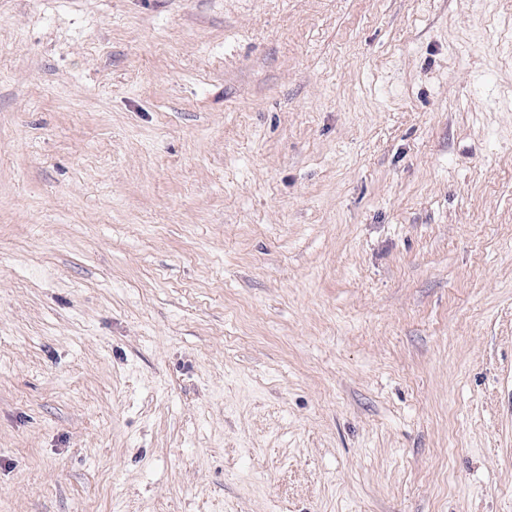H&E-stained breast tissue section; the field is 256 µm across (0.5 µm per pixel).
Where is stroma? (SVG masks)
I'll return each instance as SVG.
<instances>
[{
	"instance_id": "35a3bbf8",
	"label": "stroma",
	"mask_w": 512,
	"mask_h": 512,
	"mask_svg": "<svg viewBox=\"0 0 512 512\" xmlns=\"http://www.w3.org/2000/svg\"><path fill=\"white\" fill-rule=\"evenodd\" d=\"M0 512H512V0H0Z\"/></svg>"
}]
</instances>
